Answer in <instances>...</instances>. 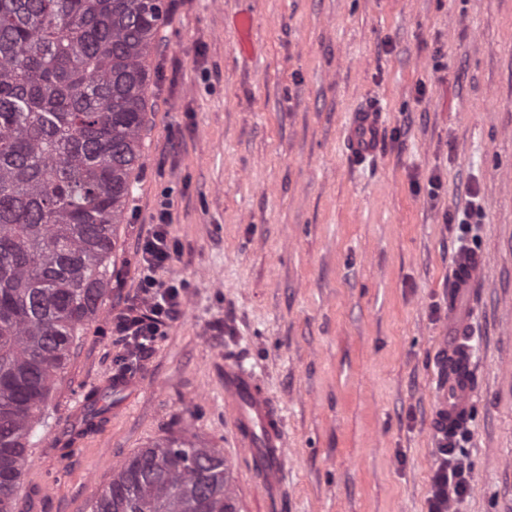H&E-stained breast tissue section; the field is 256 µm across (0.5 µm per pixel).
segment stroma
<instances>
[{
	"label": "stroma",
	"mask_w": 512,
	"mask_h": 512,
	"mask_svg": "<svg viewBox=\"0 0 512 512\" xmlns=\"http://www.w3.org/2000/svg\"><path fill=\"white\" fill-rule=\"evenodd\" d=\"M166 2L110 292L33 429L15 512H92L120 463L187 432L223 450L237 512H426L460 250L489 265L456 447L471 490L453 512H512V0ZM368 106L379 140L358 163L350 120ZM164 201L179 252L161 276L184 282L182 312L81 433L85 395L117 372L112 314L138 291ZM228 361L282 417L277 491L236 442Z\"/></svg>",
	"instance_id": "35a3bbf8"
}]
</instances>
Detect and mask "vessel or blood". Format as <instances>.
<instances>
[{"mask_svg":"<svg viewBox=\"0 0 512 512\" xmlns=\"http://www.w3.org/2000/svg\"><path fill=\"white\" fill-rule=\"evenodd\" d=\"M350 129L349 141L357 154L367 155L375 137L372 114L360 113ZM487 262V256L482 253L457 256L451 275L457 299L461 296L475 299L483 284ZM468 331V311L456 300L448 306V329L440 337L441 368L447 369L452 360L458 359ZM473 386L471 377L461 373H449L441 381L433 417L437 434L448 436L467 419L474 397ZM224 404L232 417L240 447L246 448L265 484L277 488L287 453L286 434L277 410L262 395L256 380L234 365L224 368Z\"/></svg>","mask_w":512,"mask_h":512,"instance_id":"vessel-or-blood-1","label":"vessel or blood"}]
</instances>
